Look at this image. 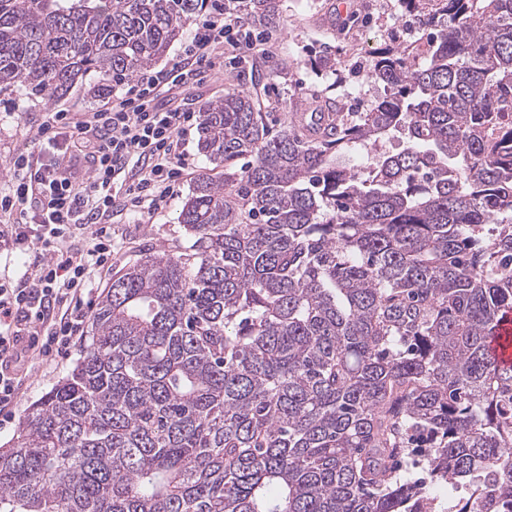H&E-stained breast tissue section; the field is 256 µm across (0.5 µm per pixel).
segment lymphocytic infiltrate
<instances>
[{"label":"lymphocytic infiltrate","instance_id":"f902f5d3","mask_svg":"<svg viewBox=\"0 0 512 512\" xmlns=\"http://www.w3.org/2000/svg\"><path fill=\"white\" fill-rule=\"evenodd\" d=\"M263 33L247 30L223 0L194 23L183 58L113 95L93 112L50 113L38 128L39 153L17 154L0 191V253H34L18 277L0 274V411L16 399V373L30 357L48 363L63 357L92 305L95 273L112 266V231L101 223L117 197L159 205L181 175L186 137L196 115L157 102L161 90L197 81L209 56L230 55L233 64L270 54ZM88 148L90 175L69 169V146ZM85 233L82 249L66 248V236Z\"/></svg>","mask_w":512,"mask_h":512}]
</instances>
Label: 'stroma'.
<instances>
[{
	"label": "stroma",
	"instance_id": "1",
	"mask_svg": "<svg viewBox=\"0 0 512 512\" xmlns=\"http://www.w3.org/2000/svg\"><path fill=\"white\" fill-rule=\"evenodd\" d=\"M337 0H279V13L267 31L272 40V56L249 66L234 69L227 60L214 59L203 66L199 80L187 87L183 96L190 109L200 110L223 99L226 92L240 90L258 104L264 122L272 132L291 127L295 104L328 105L336 112H357L382 93L366 74L354 73L356 60L371 59L374 52L392 40L418 41L416 31L406 30L400 0H351L347 17L336 12ZM332 47L337 76L326 77L312 69L309 60L320 46ZM93 78L76 85L65 96H29L9 88L0 91V186L7 179L12 157L19 152H38L36 127L50 106L72 112L102 106L106 98L92 93ZM190 168L176 194L161 209L149 212L113 209L110 225L116 253L113 270L149 255L178 251L187 243L178 222L185 198L196 178L204 172L221 176L223 167L214 166L190 145ZM80 354L72 347L67 360L47 365L31 359L21 373L17 402L0 412V442L17 435L32 402L65 378Z\"/></svg>",
	"mask_w": 512,
	"mask_h": 512
}]
</instances>
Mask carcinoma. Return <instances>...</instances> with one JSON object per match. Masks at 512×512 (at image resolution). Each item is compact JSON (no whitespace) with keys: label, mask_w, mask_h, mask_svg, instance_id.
<instances>
[{"label":"carcinoma","mask_w":512,"mask_h":512,"mask_svg":"<svg viewBox=\"0 0 512 512\" xmlns=\"http://www.w3.org/2000/svg\"><path fill=\"white\" fill-rule=\"evenodd\" d=\"M61 2L0 0V88L107 91L206 5ZM400 2L426 41L374 55L384 94L321 135H270L243 91L203 108L224 179L181 251L112 277L0 445V512H512V0ZM489 348L498 360L508 364L512 362V313L503 320L495 336L491 338Z\"/></svg>","instance_id":"cac0c4a2"}]
</instances>
